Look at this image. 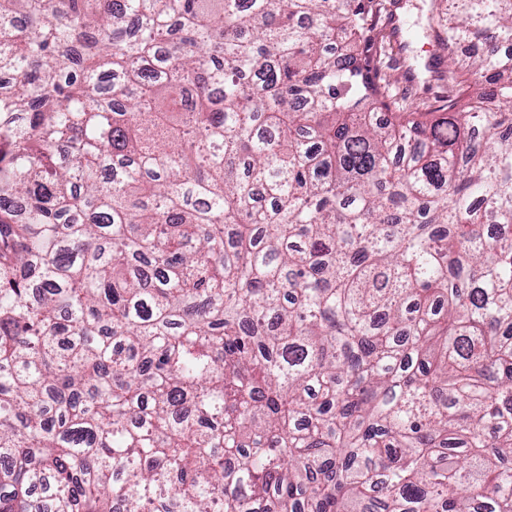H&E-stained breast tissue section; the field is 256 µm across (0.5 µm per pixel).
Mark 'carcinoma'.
I'll return each mask as SVG.
<instances>
[{"label":"carcinoma","mask_w":512,"mask_h":512,"mask_svg":"<svg viewBox=\"0 0 512 512\" xmlns=\"http://www.w3.org/2000/svg\"><path fill=\"white\" fill-rule=\"evenodd\" d=\"M382 9L0 0V512H512V0ZM385 9L379 27L384 40L374 47L381 57L382 76L390 80L391 87L407 105L425 110L434 104L435 98L448 92V86L438 81L429 83L433 76L425 68L430 55L433 30L438 28L441 12L446 8L445 0H383ZM396 19V20H394ZM400 25V35L393 28ZM414 69L417 83L409 85L405 73Z\"/></svg>","instance_id":"carcinoma-1"}]
</instances>
